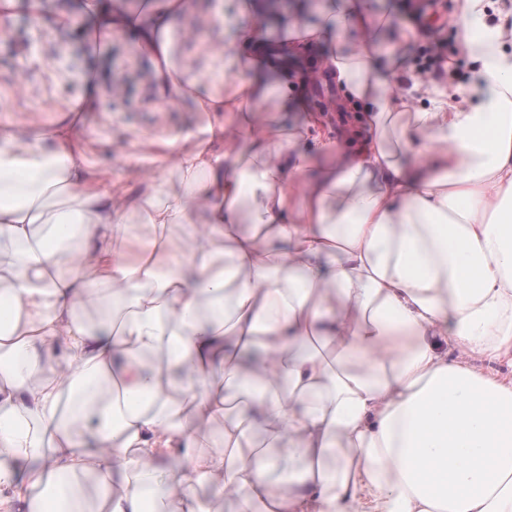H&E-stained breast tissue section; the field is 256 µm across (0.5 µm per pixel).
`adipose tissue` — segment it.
I'll use <instances>...</instances> for the list:
<instances>
[{"instance_id":"1","label":"adipose tissue","mask_w":512,"mask_h":512,"mask_svg":"<svg viewBox=\"0 0 512 512\" xmlns=\"http://www.w3.org/2000/svg\"><path fill=\"white\" fill-rule=\"evenodd\" d=\"M189 5H82L95 42L136 31L148 104L208 116L149 132L139 188L88 167L75 124L0 126V512H211L202 482L234 512H512V0H464L477 79L415 83L425 108L375 44L341 48L385 24L366 0L275 41L215 0L199 24L223 39L180 64ZM322 40L369 137L252 122L241 151L243 113L300 104L287 68L252 76L261 55ZM206 121V114L198 112L194 99L188 98L179 106L170 109L167 116V125L174 131L193 129Z\"/></svg>"}]
</instances>
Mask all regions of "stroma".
Wrapping results in <instances>:
<instances>
[{"instance_id": "35a3bbf8", "label": "stroma", "mask_w": 512, "mask_h": 512, "mask_svg": "<svg viewBox=\"0 0 512 512\" xmlns=\"http://www.w3.org/2000/svg\"><path fill=\"white\" fill-rule=\"evenodd\" d=\"M370 5L389 17V25L348 31L346 44L372 40L380 47L384 65L391 56L401 57L402 70L390 74L396 84L409 82L415 75L425 47L440 46L456 70L455 76L445 79L444 89L464 93L475 73L459 50L453 26L444 21L447 6L432 0L427 13L420 14L413 0H370ZM76 6V0H42V15L36 18L28 0H16L11 16L0 19V124L51 125L68 98L84 91L87 78H96L104 94L99 111L88 116L93 132L82 143L84 158L91 167L109 169L112 179L132 184L137 166L147 165L150 154L137 138L158 120L155 111L142 104L141 86L150 63L140 56L132 34L91 52L80 26L62 28L55 22L59 14ZM329 51V43L321 41L284 58L283 64L296 81L305 111H324V132L331 140L342 143L353 134L366 138L361 104L347 99L338 84H331L325 94L314 84ZM117 141L130 143V158L115 155Z\"/></svg>"}]
</instances>
